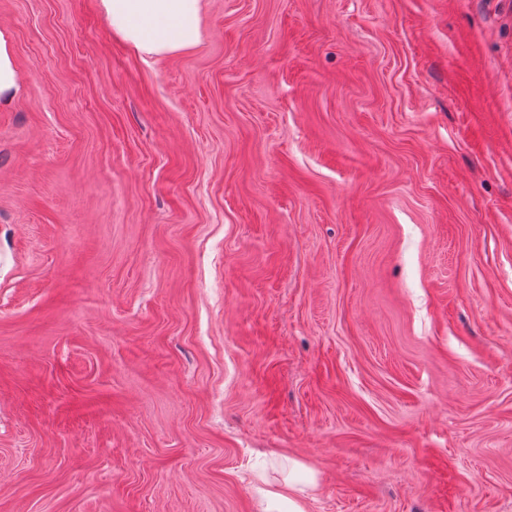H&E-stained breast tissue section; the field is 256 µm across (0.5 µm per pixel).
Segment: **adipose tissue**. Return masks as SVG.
<instances>
[{
  "label": "adipose tissue",
  "instance_id": "adipose-tissue-1",
  "mask_svg": "<svg viewBox=\"0 0 512 512\" xmlns=\"http://www.w3.org/2000/svg\"><path fill=\"white\" fill-rule=\"evenodd\" d=\"M113 35L144 58L175 55L202 41L201 0H98ZM21 91L13 34L0 28V106ZM317 487L313 471L257 488L261 512H306L305 502Z\"/></svg>",
  "mask_w": 512,
  "mask_h": 512
}]
</instances>
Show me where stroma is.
<instances>
[{"label": "stroma", "instance_id": "stroma-1", "mask_svg": "<svg viewBox=\"0 0 512 512\" xmlns=\"http://www.w3.org/2000/svg\"><path fill=\"white\" fill-rule=\"evenodd\" d=\"M0 26V512H512V0ZM112 34L143 58L175 55L202 41L201 0H98ZM20 91L13 34L7 28H0V106L11 104ZM296 469L305 472L303 479H295L288 473V479L267 482L257 488L262 512H306L305 502L317 487V477L312 470L293 461L292 471Z\"/></svg>", "mask_w": 512, "mask_h": 512}]
</instances>
